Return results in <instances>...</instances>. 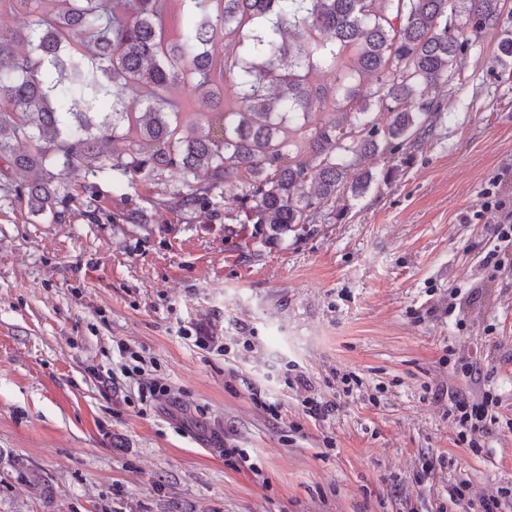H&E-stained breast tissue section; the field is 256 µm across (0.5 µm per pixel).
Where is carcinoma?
Segmentation results:
<instances>
[{
	"mask_svg": "<svg viewBox=\"0 0 512 512\" xmlns=\"http://www.w3.org/2000/svg\"><path fill=\"white\" fill-rule=\"evenodd\" d=\"M0 0V12L28 20L0 30V197L16 194L34 216H57L62 176L78 161H97L134 183L178 168L186 183L173 206L192 209L226 184L241 189L245 223L274 240L315 224L345 194H365L376 174L356 169L381 142L408 158L433 133L439 113L425 89L448 77L468 41L448 24L467 16L478 35L498 18L502 0H176L191 5L170 37L166 0ZM225 40L224 56L207 46ZM355 51L353 71L379 86L362 96L341 72L332 88H312L311 70ZM234 81L238 109L220 112L224 78ZM193 83L194 135L182 134L167 88ZM141 90L147 108L127 110L124 93ZM333 100L344 109L309 130V158L289 157L286 118L308 120ZM387 114L380 125L370 118ZM131 138L129 152L112 144ZM28 144L21 149L19 145ZM40 177L24 183V176Z\"/></svg>",
	"mask_w": 512,
	"mask_h": 512,
	"instance_id": "obj_1",
	"label": "carcinoma"
}]
</instances>
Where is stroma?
<instances>
[{
  "mask_svg": "<svg viewBox=\"0 0 512 512\" xmlns=\"http://www.w3.org/2000/svg\"><path fill=\"white\" fill-rule=\"evenodd\" d=\"M510 34L506 0L426 90L443 116L410 159H361L392 177L343 220L273 243L233 222L238 188L172 208L175 168L132 185L78 168L57 219L1 197L0 512H457L459 479L511 487L512 264L487 280L480 199L497 179L512 192ZM472 287L478 300L447 315L449 289ZM199 325L217 347L194 345ZM450 348L483 351L501 400L477 455L432 398L465 383ZM300 372L328 400L356 374L365 396L311 419ZM142 382L168 393L142 401Z\"/></svg>",
  "mask_w": 512,
  "mask_h": 512,
  "instance_id": "obj_1",
  "label": "stroma"
}]
</instances>
